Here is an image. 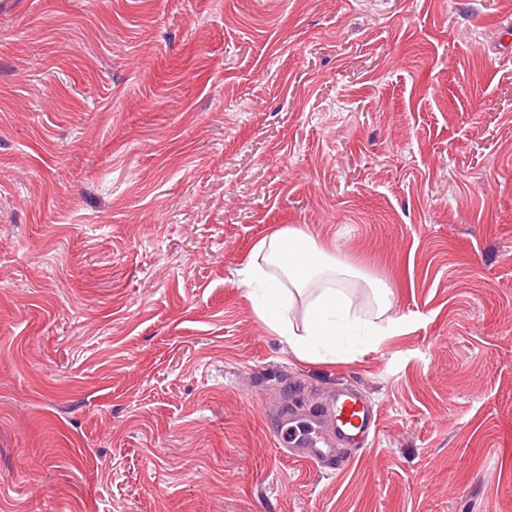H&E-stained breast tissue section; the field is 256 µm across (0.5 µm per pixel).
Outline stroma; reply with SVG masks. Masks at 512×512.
<instances>
[{"label": "stroma", "mask_w": 512, "mask_h": 512, "mask_svg": "<svg viewBox=\"0 0 512 512\" xmlns=\"http://www.w3.org/2000/svg\"><path fill=\"white\" fill-rule=\"evenodd\" d=\"M300 226L349 362L236 274ZM340 383L371 446L276 451ZM0 512H512V0H0ZM339 256L328 253L306 227L275 229L252 248L237 270L257 316L290 353L309 362H347L359 346L372 345L383 328L357 315L341 277L354 275ZM304 300L301 325L291 316Z\"/></svg>", "instance_id": "stroma-1"}]
</instances>
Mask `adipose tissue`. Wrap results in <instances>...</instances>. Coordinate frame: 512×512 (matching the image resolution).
<instances>
[{"instance_id":"1","label":"adipose tissue","mask_w":512,"mask_h":512,"mask_svg":"<svg viewBox=\"0 0 512 512\" xmlns=\"http://www.w3.org/2000/svg\"><path fill=\"white\" fill-rule=\"evenodd\" d=\"M352 267L328 253L305 227L275 229L252 248L238 270L241 284L257 316L288 344L290 353L309 362L347 361L358 347L374 343L384 327L358 316L349 295L339 286ZM304 300V316L291 313Z\"/></svg>"}]
</instances>
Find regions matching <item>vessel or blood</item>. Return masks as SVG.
Wrapping results in <instances>:
<instances>
[{
	"label": "vessel or blood",
	"mask_w": 512,
	"mask_h": 512,
	"mask_svg": "<svg viewBox=\"0 0 512 512\" xmlns=\"http://www.w3.org/2000/svg\"><path fill=\"white\" fill-rule=\"evenodd\" d=\"M323 427L294 430L285 426L276 434L277 443L290 442L300 447L301 459L314 463L335 465L342 448H368L379 426V413L361 392L353 388H339L326 402Z\"/></svg>",
	"instance_id": "b4317fda"
}]
</instances>
